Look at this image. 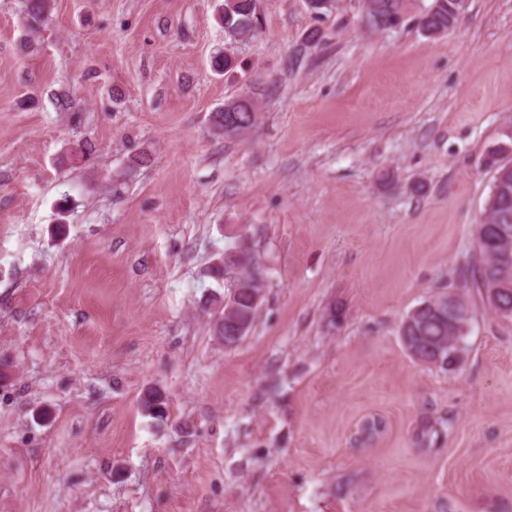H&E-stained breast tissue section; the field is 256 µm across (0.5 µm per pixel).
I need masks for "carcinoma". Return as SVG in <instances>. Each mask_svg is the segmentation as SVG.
<instances>
[{
	"label": "carcinoma",
	"mask_w": 512,
	"mask_h": 512,
	"mask_svg": "<svg viewBox=\"0 0 512 512\" xmlns=\"http://www.w3.org/2000/svg\"><path fill=\"white\" fill-rule=\"evenodd\" d=\"M260 0H224L219 5V17L224 24V31L229 37L228 44H246L256 37L259 30ZM466 0H432V3L418 14L417 27L426 35L434 36L448 32V25L457 22V15ZM23 36L22 46L29 48L37 45L41 26L50 8V0H23ZM409 9L408 0H368L366 14L368 22L376 29H385L399 19L404 18ZM237 100L224 103V109L212 113L210 117L214 133L229 139L245 136L259 119L257 104H252L251 115L247 116L236 107ZM508 146L498 144V158L486 167L493 170V181H498L501 171L512 170V135ZM484 213L482 235L488 243L476 249L474 261L470 266L469 277L458 284L425 299L427 306L414 319L408 328L410 346L420 351L417 361L422 365L443 372H453L466 359L468 345V323L471 320L474 294H479L491 312L500 310L491 294L492 283L497 276L493 263V254L504 247L503 237L496 229L507 233L512 244V202L507 208L496 203L494 195H489ZM246 247V255L256 258L257 270L262 277L251 280L248 288L237 287L238 263L232 262L228 268L219 265L209 268L208 276L224 287V297L236 295V302L244 315L255 322L260 306H252L251 299L255 292L262 290L269 278V269L261 262L260 254L248 246L243 239L231 243L237 249ZM141 411L155 419L164 420L168 415V402L161 400L160 394L147 391L140 398Z\"/></svg>",
	"instance_id": "1"
}]
</instances>
